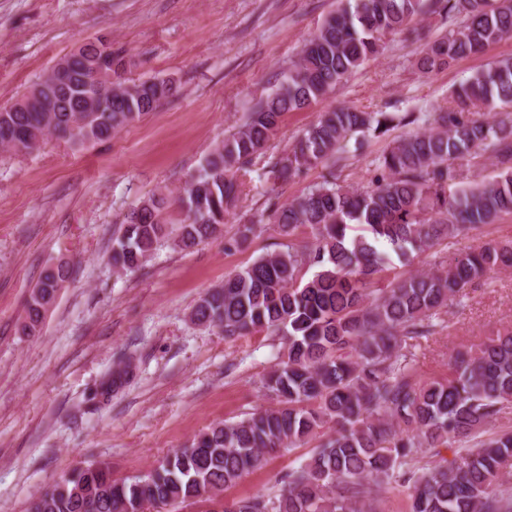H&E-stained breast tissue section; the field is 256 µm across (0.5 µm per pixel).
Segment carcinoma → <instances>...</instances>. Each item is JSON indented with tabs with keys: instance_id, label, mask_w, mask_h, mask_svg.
<instances>
[{
	"instance_id": "1",
	"label": "carcinoma",
	"mask_w": 512,
	"mask_h": 512,
	"mask_svg": "<svg viewBox=\"0 0 512 512\" xmlns=\"http://www.w3.org/2000/svg\"><path fill=\"white\" fill-rule=\"evenodd\" d=\"M422 15L448 21L418 60L429 74L512 38V0H338L288 73L233 133L202 158L179 198L178 243L191 248L221 236L237 207L240 172L262 155L283 117L323 101L386 40ZM122 59L88 44L59 60L37 84L0 108V149L26 153L49 138L104 141L154 111L174 90L164 78L112 84L94 97L92 71L116 74ZM432 115L330 106L265 171L264 207L224 240L241 247L270 221L288 237L202 296L192 322L227 338L277 336L282 347L263 385L275 405L233 423H216L146 475L116 481L108 467L74 469L37 495L29 512H141L211 500L263 468L274 453L320 436L312 454L288 469L273 494L234 499L224 512H387L384 494L406 492V512H512V431L485 436L512 405V328L476 351L448 358V376L421 378L420 340L448 307L465 306L468 288L492 272H512V240L458 249L428 271L396 272L459 234L512 214V116L482 122L473 113L512 103V58L474 74ZM406 133L392 137V132ZM388 141L361 188L339 182L350 145ZM491 159L497 175L464 183L456 163ZM323 166L322 181L288 203L275 185ZM168 199L153 195L131 209L112 241V266L139 269L164 235ZM303 240H297L298 234ZM73 275L49 265L25 302L21 331L32 336ZM456 446L455 457L427 452Z\"/></svg>"
}]
</instances>
